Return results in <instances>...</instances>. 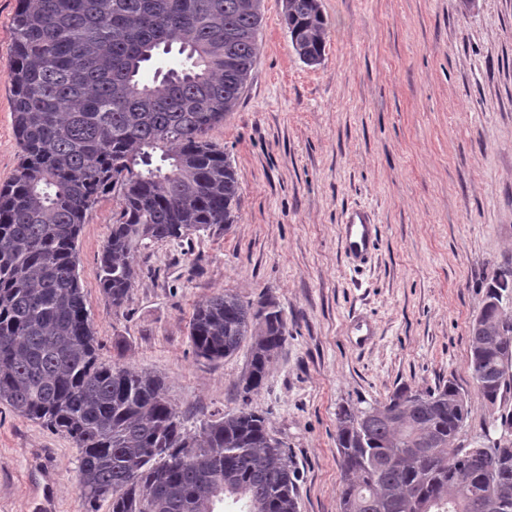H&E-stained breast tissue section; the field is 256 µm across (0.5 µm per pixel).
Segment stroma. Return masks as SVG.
<instances>
[{
	"label": "stroma",
	"mask_w": 512,
	"mask_h": 512,
	"mask_svg": "<svg viewBox=\"0 0 512 512\" xmlns=\"http://www.w3.org/2000/svg\"><path fill=\"white\" fill-rule=\"evenodd\" d=\"M321 65L297 56L283 0H264L260 52L234 112L211 137L237 171V221L183 241H150L121 306L105 302L98 259L116 203L78 238L80 284L98 359L160 376L196 430L224 414L264 415L298 478L299 512H339L336 407L366 408L398 387L454 382L471 412L457 444L495 440L512 414L469 368L471 326L512 263V0H320ZM0 0V185L20 161L12 115L11 24ZM378 226L371 259L341 247L349 211ZM233 291L273 301L287 340L249 398V345L196 357L195 305ZM80 451L64 433L0 404V512H111L78 489Z\"/></svg>",
	"instance_id": "stroma-1"
}]
</instances>
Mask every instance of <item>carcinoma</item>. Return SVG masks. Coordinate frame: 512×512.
Returning <instances> with one entry per match:
<instances>
[{
	"mask_svg": "<svg viewBox=\"0 0 512 512\" xmlns=\"http://www.w3.org/2000/svg\"><path fill=\"white\" fill-rule=\"evenodd\" d=\"M263 0H19L12 22L14 132L20 163L0 187V403L68 435L80 450L81 495L111 512H297L296 471L267 427L243 409L186 428L162 380L98 362L78 273L88 212L111 194L118 210L98 264L118 306L147 240H182L235 222L240 185L211 132L238 106L259 54ZM299 59L320 65L329 21L319 0H284ZM179 68L145 71L172 51ZM471 328L469 368L494 403L512 385V356ZM282 311L224 292L190 321L195 356L224 359L250 343L242 392L259 389L286 341ZM400 387L369 407L336 408L339 512H469L512 485V467L472 466L456 445L469 415L450 381L422 407ZM403 403L398 416L386 412Z\"/></svg>",
	"mask_w": 512,
	"mask_h": 512,
	"instance_id": "1",
	"label": "carcinoma"
}]
</instances>
